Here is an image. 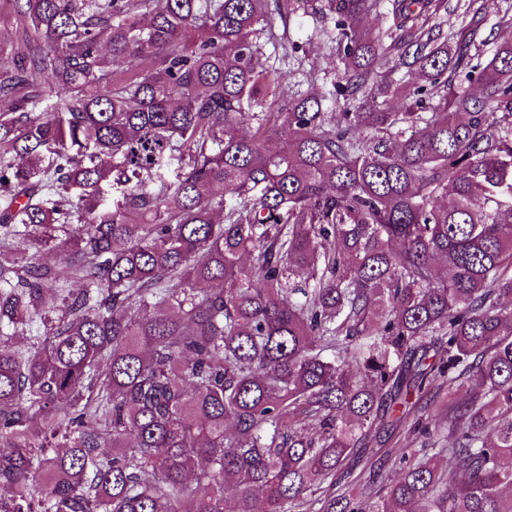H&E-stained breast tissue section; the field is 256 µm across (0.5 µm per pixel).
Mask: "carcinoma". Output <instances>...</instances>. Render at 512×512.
<instances>
[{"instance_id": "carcinoma-1", "label": "carcinoma", "mask_w": 512, "mask_h": 512, "mask_svg": "<svg viewBox=\"0 0 512 512\" xmlns=\"http://www.w3.org/2000/svg\"><path fill=\"white\" fill-rule=\"evenodd\" d=\"M13 2L0 335L42 332L0 344V512H512V41L475 64L440 0H388L384 37L326 0L336 127L257 45L292 0ZM376 430L419 447L354 493Z\"/></svg>"}]
</instances>
